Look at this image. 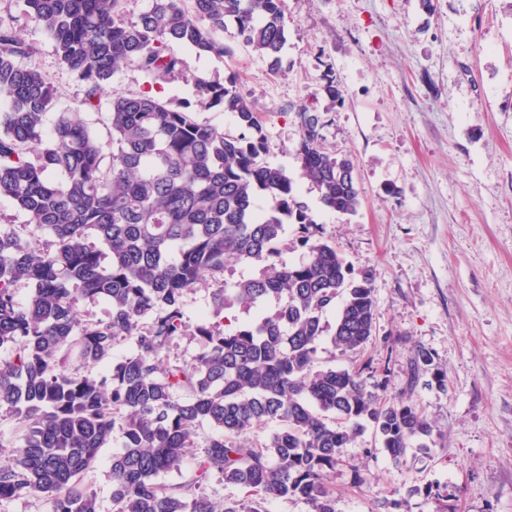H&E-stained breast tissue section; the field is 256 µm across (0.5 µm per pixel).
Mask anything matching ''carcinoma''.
Returning a JSON list of instances; mask_svg holds the SVG:
<instances>
[{
    "instance_id": "1",
    "label": "carcinoma",
    "mask_w": 512,
    "mask_h": 512,
    "mask_svg": "<svg viewBox=\"0 0 512 512\" xmlns=\"http://www.w3.org/2000/svg\"><path fill=\"white\" fill-rule=\"evenodd\" d=\"M283 0H151L135 18L124 0H24L50 37L60 63L85 86L82 105L97 109L105 85L134 66L151 84L182 74L174 47L224 56L231 22L243 43L281 70L288 41ZM33 47L0 20V198L25 224L45 230L41 247L0 228V409L19 420L14 457L0 464V501L41 495L52 512H97L82 483L114 431L116 512H263L269 499L294 498L308 512H336L329 472L344 449L372 426L382 449L401 461L433 427L409 399L380 401L363 374L385 387L388 367L316 368L336 310L331 343L358 352L376 336L370 279L350 277L341 251L324 237L285 170L261 160L263 125L237 75L196 83L195 103L176 109L150 92L109 104L103 141L79 112L46 125L55 90L40 70L20 63ZM220 107L237 136L200 123L191 107ZM295 155L322 203L339 215L360 206L352 159L330 150L323 117L299 106ZM307 260L281 258L286 225ZM264 262L256 277L228 285L225 263ZM215 285L213 316L234 304L259 308L250 321L220 329L199 325L202 350L192 365L163 363L184 335V298L203 279ZM30 288L16 299L19 284ZM104 299L108 320L81 324L77 304ZM119 336L133 354L99 377L66 369L75 352L94 366ZM274 422L264 440L250 435ZM216 434L196 452L198 429ZM194 457L192 476L166 485L159 475ZM217 472L247 497L218 507L199 492Z\"/></svg>"
}]
</instances>
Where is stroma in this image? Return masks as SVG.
I'll return each mask as SVG.
<instances>
[{"label": "stroma", "mask_w": 512, "mask_h": 512, "mask_svg": "<svg viewBox=\"0 0 512 512\" xmlns=\"http://www.w3.org/2000/svg\"><path fill=\"white\" fill-rule=\"evenodd\" d=\"M282 69L253 54L235 29L230 52L176 53L185 79L165 86L172 106L194 101V78L237 75L267 139L266 162L283 167L353 278L369 276L376 338L361 353L325 347L319 367L389 366L385 398L417 403L434 426L401 462L365 430L329 482L336 512H512V0H284ZM0 20L36 52L55 109L82 111L106 137V113L80 110L84 87L63 67L23 0H0ZM333 73L343 101L332 104ZM326 114L329 148L356 165L361 205L327 210L295 157L299 104ZM433 364H416L417 350ZM120 434L83 482L98 512H114L109 463ZM362 482H355V474Z\"/></svg>", "instance_id": "1"}]
</instances>
